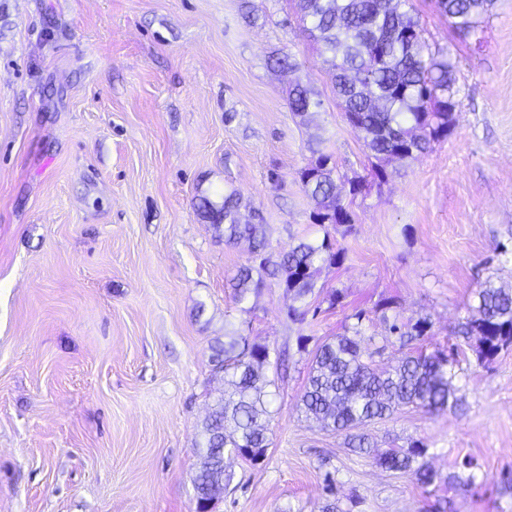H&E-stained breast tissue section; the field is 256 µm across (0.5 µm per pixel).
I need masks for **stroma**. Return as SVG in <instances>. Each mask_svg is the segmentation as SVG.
Segmentation results:
<instances>
[{
	"label": "stroma",
	"instance_id": "obj_1",
	"mask_svg": "<svg viewBox=\"0 0 512 512\" xmlns=\"http://www.w3.org/2000/svg\"><path fill=\"white\" fill-rule=\"evenodd\" d=\"M409 6L455 65L460 110L381 184L292 0H0V512H196L201 425L224 391L210 346L228 334L287 350L288 369L263 461L228 459L211 512H512V348L482 364L464 347L461 411L364 427L381 451L423 441L444 475L473 458L467 488L423 492L299 411L317 344L353 335L386 367L393 321L427 319L425 348L444 349L481 286L512 288V0L467 33L435 0ZM282 54L293 69L270 68ZM297 82L322 102L306 122ZM317 146L366 182L352 230L329 234L347 256L319 282L339 303L273 283L236 301L247 245L196 198L237 190L277 253L322 239L298 177Z\"/></svg>",
	"mask_w": 512,
	"mask_h": 512
}]
</instances>
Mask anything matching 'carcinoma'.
I'll return each mask as SVG.
<instances>
[{"label": "carcinoma", "instance_id": "1", "mask_svg": "<svg viewBox=\"0 0 512 512\" xmlns=\"http://www.w3.org/2000/svg\"><path fill=\"white\" fill-rule=\"evenodd\" d=\"M295 12L307 24L309 37L331 66V80L341 100L348 124L363 134L364 147L378 161L375 176L388 178L384 163L415 159L432 142L445 137L454 126L459 102L452 92L455 67L428 52L419 21L406 9L407 0H292ZM486 0H439L448 19L459 30L470 31L473 15ZM288 106L304 120L317 113L321 101L297 84L288 93ZM299 172L302 189L313 204L314 223L350 231L355 224L353 199L364 188L352 178L336 183L332 156L320 149ZM239 193L232 189L217 201L201 195L195 203L198 216L218 231L224 242L248 243V264L234 277L235 300L241 302L266 281L284 288L293 300L314 294L317 278L326 263H341L344 252L334 249L329 233L320 240H301L290 251L273 256L263 225L242 224L237 217ZM476 315L460 330L465 340L477 341V359L489 363L512 346V290L485 285L477 293ZM431 323L393 322L390 333L401 346L427 336ZM214 369L224 373V395L202 426L199 448L201 466L195 491L211 502L215 487L227 486L232 475L224 457L234 456L252 464L261 461L270 445L267 426L273 384L265 368L284 365L283 353L265 345L249 344L243 336H226L211 345ZM458 348L449 352L405 354L396 365L375 367L371 353L350 336H337L317 346L301 397L306 417L344 436L347 447L361 453L374 451L369 436L359 427L390 417L401 405L427 413L460 410L448 379L457 362ZM427 448L416 440L409 448H390L376 455L377 463L409 475L421 488L436 483L468 487L465 479L435 471L426 461Z\"/></svg>", "mask_w": 512, "mask_h": 512}]
</instances>
